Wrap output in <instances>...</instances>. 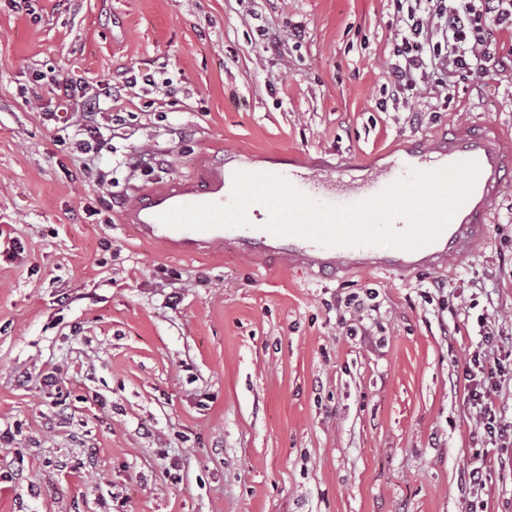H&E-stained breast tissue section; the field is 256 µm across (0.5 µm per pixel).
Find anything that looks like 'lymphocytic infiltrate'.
<instances>
[{
    "instance_id": "obj_1",
    "label": "lymphocytic infiltrate",
    "mask_w": 512,
    "mask_h": 512,
    "mask_svg": "<svg viewBox=\"0 0 512 512\" xmlns=\"http://www.w3.org/2000/svg\"><path fill=\"white\" fill-rule=\"evenodd\" d=\"M395 21L386 74L396 93L411 94L433 88L440 106H447L455 80L472 76L487 80L504 71L496 35L512 32V0H390ZM80 84L55 82V116L70 126L77 105L87 111L111 110L121 94L108 82L98 83L93 94L80 99ZM500 337L485 330L482 342L469 354L465 401L478 417L482 441L495 444L512 440V422L493 400L502 368Z\"/></svg>"
}]
</instances>
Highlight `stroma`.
<instances>
[{"label": "stroma", "instance_id": "1", "mask_svg": "<svg viewBox=\"0 0 512 512\" xmlns=\"http://www.w3.org/2000/svg\"><path fill=\"white\" fill-rule=\"evenodd\" d=\"M393 33L389 0H0V512H512V444L463 402L478 319L512 337V180L484 248L413 274L183 255L125 220L228 153L361 177L459 123L512 133V69L389 104ZM166 72L174 98L127 89L122 135L69 152L50 80ZM138 153L163 161L118 166ZM488 479L487 469L484 460L478 456L475 460L470 462L469 465L463 470L461 475V485L465 488L481 489L486 485Z\"/></svg>", "mask_w": 512, "mask_h": 512}]
</instances>
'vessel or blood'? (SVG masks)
<instances>
[{"label": "vessel or blood", "instance_id": "b4317fda", "mask_svg": "<svg viewBox=\"0 0 512 512\" xmlns=\"http://www.w3.org/2000/svg\"><path fill=\"white\" fill-rule=\"evenodd\" d=\"M473 161L479 166L474 189L439 237L413 250L379 253L372 246L324 247L298 237L269 236L257 224L261 205L247 210L252 224L240 228L210 230L174 229L160 223V213L171 208L229 200L235 166H217L205 174L175 181L162 190L139 197L131 209L130 223L139 237L196 254L234 247L246 253H261L274 261H287L306 269L335 271L342 265H361L398 274L415 273L455 262L473 253L485 239L493 203L501 195L505 180L512 174V135L486 123L461 124L448 137L430 146L419 145L394 154L361 179L349 168L322 170L296 158H288L277 173L303 194L331 205H348L368 199L411 171L430 172L458 162Z\"/></svg>", "mask_w": 512, "mask_h": 512}]
</instances>
